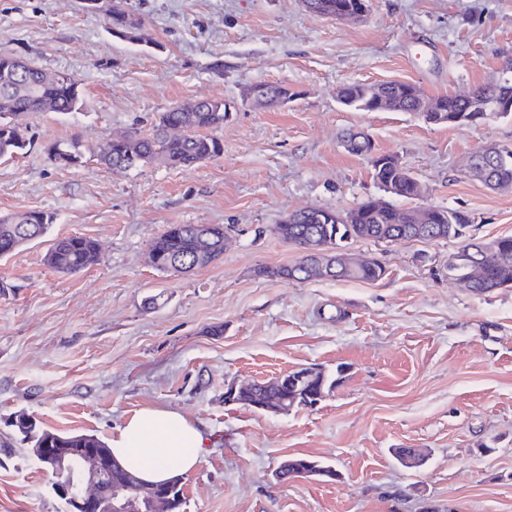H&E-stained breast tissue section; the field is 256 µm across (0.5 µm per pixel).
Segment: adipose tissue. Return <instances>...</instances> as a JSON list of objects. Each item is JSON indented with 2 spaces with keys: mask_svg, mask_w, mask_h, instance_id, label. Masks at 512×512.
I'll list each match as a JSON object with an SVG mask.
<instances>
[{
  "mask_svg": "<svg viewBox=\"0 0 512 512\" xmlns=\"http://www.w3.org/2000/svg\"><path fill=\"white\" fill-rule=\"evenodd\" d=\"M109 445L117 459L135 464L140 479L159 483L193 471L206 440L201 427L179 412L144 408L113 430Z\"/></svg>",
  "mask_w": 512,
  "mask_h": 512,
  "instance_id": "obj_1",
  "label": "adipose tissue"
}]
</instances>
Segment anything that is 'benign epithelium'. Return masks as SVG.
<instances>
[{"mask_svg":"<svg viewBox=\"0 0 512 512\" xmlns=\"http://www.w3.org/2000/svg\"><path fill=\"white\" fill-rule=\"evenodd\" d=\"M417 112L428 123L453 124V125H489L495 121V113L487 112L481 107H475L467 112L448 115L444 112L438 101L420 100ZM508 158L501 153L498 147L489 143L467 160L465 172L475 178L487 182L488 185L498 191L509 190V185L496 183L495 176L491 172L498 165H505ZM416 223L423 225L419 229L415 239L427 240L434 233L431 220L442 219L441 210L428 208L412 210ZM448 263L457 268L455 272H447L448 279L468 288L473 282L484 275V265L481 254L475 247H462L456 254L448 258ZM375 260L359 259L342 252L341 247L334 249L322 244H312L304 250L303 263L291 268L292 276H301L308 279L323 278L333 279L340 275H354L363 269L374 267ZM311 373H300L291 378L280 375L272 380V385L282 395L279 401L263 403L255 406V409L274 413L286 414L296 406L314 408L326 397V394L310 392L299 388V385L309 378ZM255 399L254 384L239 385L229 383L224 389V403L251 405ZM33 456L41 468L50 473L54 478L53 488L57 494L70 504L95 507L102 505L110 512H142V497L138 493L137 484L141 483L135 476H130L123 486H113L110 482V474L107 462L99 451L85 448H70L68 450L49 448H36L32 450ZM396 458L401 465L409 469H418L425 462V456L414 450L410 453L399 451ZM300 478H325L329 482L341 479V474L336 469L313 468L302 469L298 473Z\"/></svg>","mask_w":512,"mask_h":512,"instance_id":"obj_1","label":"benign epithelium"}]
</instances>
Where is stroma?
<instances>
[{"label": "stroma", "instance_id": "1", "mask_svg": "<svg viewBox=\"0 0 512 512\" xmlns=\"http://www.w3.org/2000/svg\"><path fill=\"white\" fill-rule=\"evenodd\" d=\"M148 44L110 35L82 0H0V54L65 71L82 111L28 116L23 155L0 159V215L44 211L48 236L0 260V512H67L18 420L109 440L143 408L181 412L203 430L182 476L184 512H512V288L479 295L448 281L457 240L350 241L377 259L376 281L269 279L297 262L274 231L308 207L368 198L449 208L469 236L512 235V191L461 172L488 142L512 146V116L489 125L425 122L414 112L341 105L348 83H412L463 95L512 56V0H369L358 21L310 14L302 0H128ZM288 86L287 104L254 110L249 86ZM229 104L220 158L189 168L115 171L57 164L56 143L89 153L150 129L172 104ZM399 155L427 192H384L345 137ZM169 224H221L223 256L189 273L148 262ZM82 236L99 264L47 267L55 238ZM300 367L344 378L315 409L286 415L224 403V386ZM417 448L418 470L393 451ZM335 466L334 483L273 479L286 458Z\"/></svg>", "mask_w": 512, "mask_h": 512}]
</instances>
